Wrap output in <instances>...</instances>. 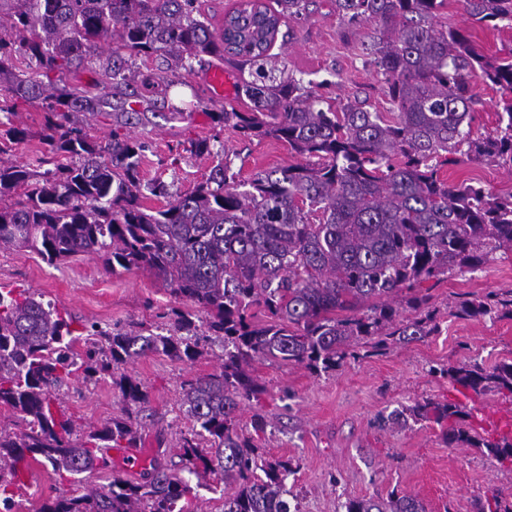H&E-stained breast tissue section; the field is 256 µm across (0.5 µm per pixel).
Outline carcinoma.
Returning a JSON list of instances; mask_svg holds the SVG:
<instances>
[{
  "instance_id": "carcinoma-1",
  "label": "carcinoma",
  "mask_w": 512,
  "mask_h": 512,
  "mask_svg": "<svg viewBox=\"0 0 512 512\" xmlns=\"http://www.w3.org/2000/svg\"><path fill=\"white\" fill-rule=\"evenodd\" d=\"M334 2L341 24L370 30V62L392 106L387 114L355 100L333 108L271 54L281 24L303 18L309 0H275L274 8L247 0L218 33L196 0H0V112L13 115L38 101L45 130L34 161L0 160V248L34 250L50 263L89 254L114 271L146 268L204 314L198 325L173 311L167 335L85 324L77 335L75 319L57 303L1 289L0 408L12 412L15 427H0V512H15L16 489L34 463H49L65 481L107 469V448L138 447L148 394L122 366L148 353L192 362L206 334L223 339L224 361L183 382L192 421L181 438L183 467L224 476L233 487L224 512H299L283 496L290 463L257 452L267 417L255 413L249 435L236 428L240 401L262 393L249 362L281 359L327 372L353 357L362 340L428 336L438 328L434 317L404 320L392 299L402 295L417 311L430 300L423 283L475 270L498 250L512 252V192L441 177L459 154L512 167V49L485 55L471 36L438 23L446 0ZM465 4L481 26H512V0ZM226 55L251 107H215L212 122L232 124L243 138L286 142L299 161L242 182L224 150L193 141L191 151L216 164L204 181L173 194L160 179H141L145 141L115 131L94 140L70 119L110 103L116 125L145 126L194 60ZM138 58L157 60V73L141 77ZM91 60L101 65L105 89L66 84L73 67ZM476 77L500 93L492 135H471ZM149 195L166 204L145 206ZM507 306L512 299L489 294L460 301L455 314L479 317ZM102 372L112 374L121 413L75 439L54 391ZM446 374L476 394L495 388L512 395V362ZM411 412L449 422L451 446L512 461V441L478 438L455 403L426 401ZM190 491L157 465L139 482L114 476L60 491L39 512H185ZM345 512L425 508L393 494L350 498Z\"/></svg>"
}]
</instances>
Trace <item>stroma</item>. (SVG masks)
I'll return each instance as SVG.
<instances>
[{
    "mask_svg": "<svg viewBox=\"0 0 512 512\" xmlns=\"http://www.w3.org/2000/svg\"><path fill=\"white\" fill-rule=\"evenodd\" d=\"M438 21L470 33L483 54L501 55L512 48V28L474 24L464 0H446ZM366 42V28L348 29L340 23L334 0H311L305 18L280 31L272 51L333 107L356 99L368 111L386 112V84L370 62ZM215 65L214 59H205L185 84L171 88L169 99L182 107L181 117L172 120L161 112L151 124L132 128V135L149 144L143 180L162 178L174 193L204 180L212 157L189 151L191 141L204 138L223 144L225 160L242 180L293 163L285 142L247 140L232 127L215 126L209 116L213 100L203 82L206 70ZM42 120L39 104L21 106L11 121L25 128L28 137L8 145L0 159L22 162L39 155ZM441 176L496 193L512 191V167L504 164L463 158L445 167ZM0 286L36 290L80 322L105 328L141 324L163 332L171 326L173 310L192 309L176 302L148 270L112 271L95 255L52 264L30 250H0ZM491 291L512 296V254H495L479 269L455 273L432 287L430 306L439 322L435 335L391 342L376 353L358 347L357 358L328 372L283 360L251 362L249 369L263 391L240 404L235 422L248 433L253 415L266 414L269 425L257 440L258 452L290 461V503L300 512H345L350 498H384L395 492L418 497L427 512H476L478 502L495 493L503 503H512L511 462H498L480 448L448 446L444 426L410 414L426 400L452 401L471 412L470 424L480 437L499 441L512 434L504 427L512 420V395L495 390L477 395L454 385L444 373L474 362L487 368L512 362V316L461 319L454 314L459 297ZM223 353L222 340L214 339L192 363L151 354L126 365V373L148 393L138 442L146 463L178 461L181 437L191 427L181 405V385L216 370ZM56 395L61 410L81 429L102 424L123 406L107 376L72 380ZM56 486L51 466L33 464L19 492L20 512H38Z\"/></svg>",
    "mask_w": 512,
    "mask_h": 512,
    "instance_id": "obj_1",
    "label": "stroma"
}]
</instances>
